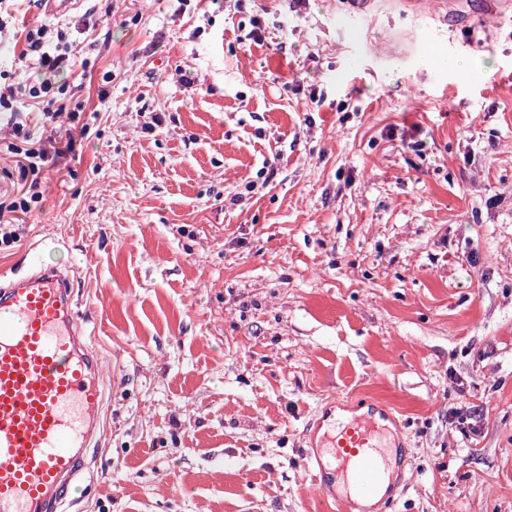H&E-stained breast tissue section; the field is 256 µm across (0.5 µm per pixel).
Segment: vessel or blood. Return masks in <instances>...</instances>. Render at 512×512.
<instances>
[{"label":"vessel or blood","mask_w":512,"mask_h":512,"mask_svg":"<svg viewBox=\"0 0 512 512\" xmlns=\"http://www.w3.org/2000/svg\"><path fill=\"white\" fill-rule=\"evenodd\" d=\"M103 404L68 268L29 259L0 283V512H64L98 443ZM394 422L374 403L323 414L313 478L347 512L377 493L391 512L401 494L389 462L402 445Z\"/></svg>","instance_id":"obj_1"}]
</instances>
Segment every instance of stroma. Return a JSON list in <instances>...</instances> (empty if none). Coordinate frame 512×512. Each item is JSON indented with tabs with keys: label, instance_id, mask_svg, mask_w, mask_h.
Returning a JSON list of instances; mask_svg holds the SVG:
<instances>
[{
	"label": "stroma",
	"instance_id": "1",
	"mask_svg": "<svg viewBox=\"0 0 512 512\" xmlns=\"http://www.w3.org/2000/svg\"><path fill=\"white\" fill-rule=\"evenodd\" d=\"M0 83L55 23L79 132L0 153V245L66 262L107 434L77 512H338L323 408L401 425L396 512H512V11L490 0H11ZM489 67L438 75L431 48ZM272 164L271 181L259 175ZM15 123L13 128L14 141L5 143L4 145L9 153L20 155V157L24 159L23 166L25 168L37 171L43 163L47 162L48 152L42 144L38 145V147L22 148L21 145L29 144L33 146L41 140L35 141L34 137H30L28 133L24 132L23 126L17 122ZM26 193H23L22 198L19 199V202H12L5 209L1 207L0 203V244L10 245V243H14V240L17 238V231L15 226H19V224H12L14 218H8V213H14L20 210L22 213H28L31 210L30 203L38 202L40 195L38 192H33L29 199L26 198L28 196H24Z\"/></svg>",
	"mask_w": 512,
	"mask_h": 512
}]
</instances>
